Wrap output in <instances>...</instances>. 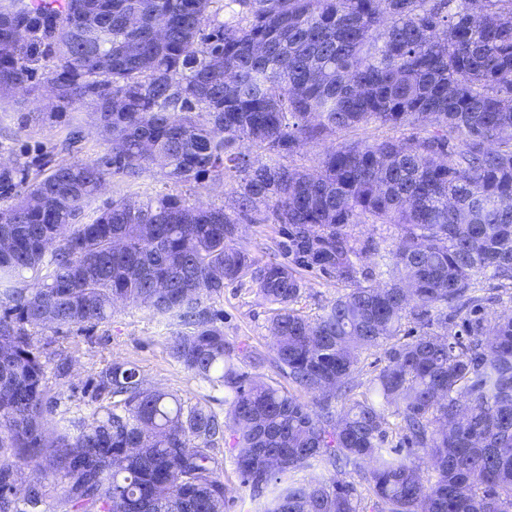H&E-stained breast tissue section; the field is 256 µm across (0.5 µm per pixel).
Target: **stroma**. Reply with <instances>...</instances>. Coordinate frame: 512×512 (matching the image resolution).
Returning a JSON list of instances; mask_svg holds the SVG:
<instances>
[{"label": "stroma", "mask_w": 512, "mask_h": 512, "mask_svg": "<svg viewBox=\"0 0 512 512\" xmlns=\"http://www.w3.org/2000/svg\"><path fill=\"white\" fill-rule=\"evenodd\" d=\"M51 67L48 59H40L39 74L25 88L10 95H0V159L29 161L51 156L59 162L93 161L105 157L109 143L93 128L90 105H63L49 95L43 78ZM389 128L371 126L365 129L342 131L336 136L313 141L289 156L290 166L309 171L318 168L322 158L343 143L382 139ZM240 184L238 173H229L223 184L208 187L195 183H177L153 171L135 181L111 179L94 201L95 207H105L113 198L130 196H161L178 194L188 202H202L216 206L231 205ZM280 239L277 225L243 223L239 226L237 241L252 257L261 263L277 259ZM300 274L304 287L297 303L298 309L308 315L321 313L337 296L344 293V284L319 272L304 268ZM211 307L224 313V336L235 350L238 364L245 372L256 373L262 379L282 381L283 376L270 359L273 338L269 332L272 306L246 279L225 284L221 297L210 299ZM173 319L153 315L146 308L127 304L117 308L111 322L90 329L71 328L55 337V348L64 350L70 360L66 379L53 384L57 398L54 426H62L66 419L89 416L94 405L84 395L88 380L107 365L131 362L138 366L145 386L168 389L194 403L209 401L215 411L224 409V393L194 379L174 362L166 350V338L176 330ZM268 357L262 368H254L255 355ZM235 448L223 445L217 452L220 476L224 481V512H256L241 484L236 467Z\"/></svg>", "instance_id": "obj_1"}]
</instances>
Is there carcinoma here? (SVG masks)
Returning <instances> with one entry per match:
<instances>
[{"mask_svg": "<svg viewBox=\"0 0 512 512\" xmlns=\"http://www.w3.org/2000/svg\"><path fill=\"white\" fill-rule=\"evenodd\" d=\"M42 57L54 98L91 104L112 155L41 157L34 179L29 162L0 166V512H44L47 480L64 512H224L228 436L259 512H360L336 477L295 478L315 462L351 468L388 512H512V313L489 331L470 295L479 274L512 280V0H0V92ZM373 124L397 135L341 145L316 174L245 160ZM157 167L177 182L244 173L233 212L173 194L93 208L109 180ZM260 213L284 225V254L348 285L317 317L294 308L292 266L233 244ZM350 224L397 228L383 284L359 281L378 246ZM244 277L274 305L288 388L242 371L203 305ZM126 302L177 320L167 352L224 389V416L113 363L89 383L90 415L49 432L33 336ZM410 320L421 334L398 341ZM385 342L387 364L349 398L360 354ZM392 431L432 473L384 447Z\"/></svg>", "mask_w": 512, "mask_h": 512, "instance_id": "carcinoma-1", "label": "carcinoma"}]
</instances>
